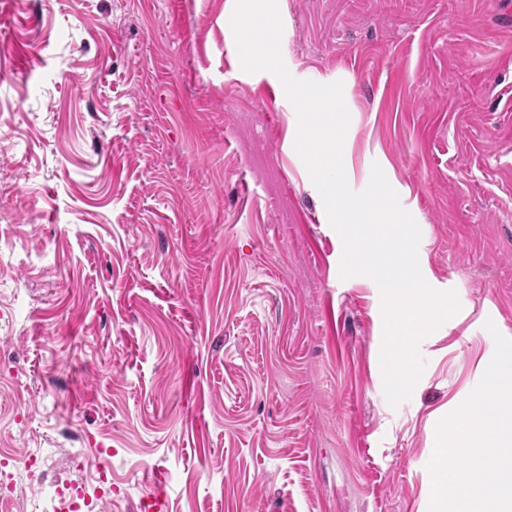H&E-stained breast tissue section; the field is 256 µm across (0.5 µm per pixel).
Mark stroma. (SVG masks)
Returning a JSON list of instances; mask_svg holds the SVG:
<instances>
[{
    "label": "stroma",
    "instance_id": "obj_1",
    "mask_svg": "<svg viewBox=\"0 0 512 512\" xmlns=\"http://www.w3.org/2000/svg\"><path fill=\"white\" fill-rule=\"evenodd\" d=\"M236 0H0V453L26 512H429L439 421L512 339V0H277L292 77L343 84L349 187L380 166L460 309L383 390L381 291L297 154Z\"/></svg>",
    "mask_w": 512,
    "mask_h": 512
}]
</instances>
